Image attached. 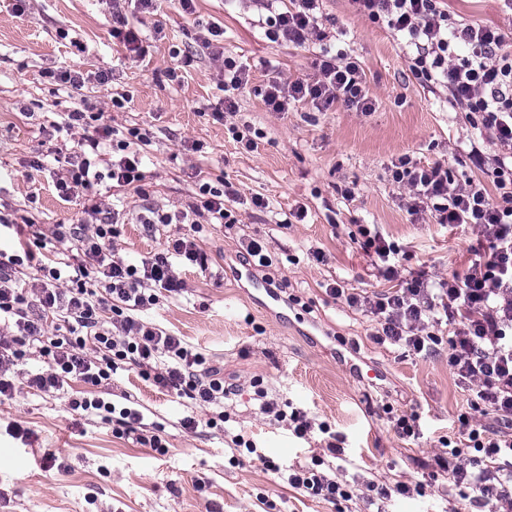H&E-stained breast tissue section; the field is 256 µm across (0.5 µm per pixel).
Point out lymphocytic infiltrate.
Wrapping results in <instances>:
<instances>
[{"label":"lymphocytic infiltrate","instance_id":"obj_1","mask_svg":"<svg viewBox=\"0 0 512 512\" xmlns=\"http://www.w3.org/2000/svg\"><path fill=\"white\" fill-rule=\"evenodd\" d=\"M265 10L264 23L274 40L302 46L323 38L321 0H290L279 11L277 0H254ZM357 10L405 35L413 52L409 70L421 83H436L448 91L452 106L469 112L483 140L495 147L485 157L472 147L469 158L485 169L488 181H459L447 164L421 165L402 156L393 162V180L409 192L410 215L430 216L439 224H471L487 249L464 273L427 284L422 276L403 277L390 262L396 247L380 235L363 230L365 250L384 262L382 275L390 289L354 292L328 284L330 296L362 311L377 323L374 338L416 354L435 352L437 327L452 325L448 364L457 380L475 394L489 424L468 426V438L478 455L458 462L457 449H441L437 464L455 483H467L478 493L483 512H512V35L500 27L458 21L441 0H353ZM217 24L200 27L196 41L219 64L224 87L223 120L237 107L235 91L249 82L248 71L225 57ZM310 79L269 84L263 101L269 110L287 111L290 103L310 102L325 109L336 102L362 113L372 112L373 99L360 65L343 55L322 52ZM58 132L81 130L54 187L62 200L83 199L73 224L51 230L54 250L38 257L46 243L31 224L14 225L17 236L30 240L22 253L0 260V397H12L17 385L39 391L63 390L76 380L93 387L109 385L120 363L152 372L153 382L166 391L188 397L202 408L223 407L233 394L218 371L204 368L201 353L181 337L144 321L139 313L156 303L159 292L181 293L186 283L176 262L207 268L209 256L197 239L183 235L141 264L114 258L118 215L103 200L99 187L142 193L141 154L131 139L116 138L103 113L88 115L84 107L65 113L54 123ZM234 189L217 174L200 183L188 209L170 214L154 212L156 224H190L208 215L219 224L234 223L224 207ZM28 266L27 279L16 275ZM46 358L37 372L18 368L27 352ZM71 410L116 418L119 431L137 433L143 416L130 407L116 408L100 397L69 399ZM141 444L162 445L159 435L137 433ZM263 465L309 497L333 502L349 499L334 466L321 459L311 464L280 468L270 458Z\"/></svg>","mask_w":512,"mask_h":512}]
</instances>
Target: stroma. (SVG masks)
I'll return each instance as SVG.
<instances>
[{
  "instance_id": "stroma-1",
  "label": "stroma",
  "mask_w": 512,
  "mask_h": 512,
  "mask_svg": "<svg viewBox=\"0 0 512 512\" xmlns=\"http://www.w3.org/2000/svg\"><path fill=\"white\" fill-rule=\"evenodd\" d=\"M198 12L223 28L225 56L250 74L236 94L237 112L221 122L211 113L224 92L207 55H195L178 80L166 75L171 49L195 47L193 20L176 0H159L150 16L127 10L148 48L140 59L113 44L112 21L97 0H30L22 14L0 0V217L29 219L47 233L81 210L80 199L58 197L51 179L56 155L73 145L52 125L79 104L45 78L60 66L111 71V82L86 89L88 111H105L119 136L136 128L147 138L140 148L145 198L119 192L109 198L123 214L116 256L136 264L166 238L191 232L186 224L146 230L142 202L166 212L185 209L200 179L218 173L237 191L225 202L236 224H207L195 234L211 258L208 270L183 271L188 292L160 294L142 313L201 352L235 389L223 423L184 430L181 418L204 421L209 411L156 387L135 368L118 371L110 398H129L144 424L159 427L165 451L113 433L98 415L71 411L60 395L21 391L0 400V512H375L368 483L388 485L398 477L422 491L393 497L387 512H478L467 485L435 476L441 442L459 443L458 417L471 413L474 398L450 370L447 345L426 357L378 344L373 322L325 288L336 282L364 292L388 289L375 256L363 249L364 224L376 225L405 253L409 271L422 269L436 280L463 271L477 245L472 226L410 216L407 191L388 169L403 155L424 165L449 159L456 177L478 180L482 173L467 154L476 143L490 156L493 146L482 142L467 113L449 104L444 88L414 79L405 38L359 13L351 0H323L326 37L302 47L268 39L249 0H198ZM324 49L361 65L374 112L340 103L323 111L303 103L269 111L260 88L310 78L312 60ZM233 127L256 139L257 149L241 150ZM196 141L204 153L192 151ZM33 159L43 169L30 168ZM348 186L349 198L342 194ZM256 195L268 208L252 205ZM299 206L308 210L305 221L283 226ZM251 238L261 241L272 261L266 274L291 304L237 276L242 242ZM261 390L328 424L330 434L301 439L270 421L258 411ZM411 413L419 417L416 435H399L397 417ZM15 422L30 429L29 439L11 435ZM237 434L283 466L323 455L337 435L350 459L351 500L315 499L260 462L232 463ZM49 452L62 471H45Z\"/></svg>"
}]
</instances>
